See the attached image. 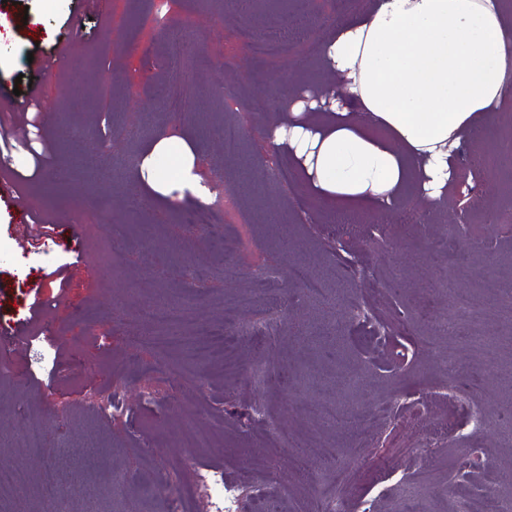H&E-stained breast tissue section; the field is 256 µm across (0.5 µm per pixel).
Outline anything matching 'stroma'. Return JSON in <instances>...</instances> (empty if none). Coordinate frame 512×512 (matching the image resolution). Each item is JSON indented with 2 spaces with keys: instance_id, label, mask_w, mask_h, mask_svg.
Wrapping results in <instances>:
<instances>
[{
  "instance_id": "stroma-1",
  "label": "stroma",
  "mask_w": 512,
  "mask_h": 512,
  "mask_svg": "<svg viewBox=\"0 0 512 512\" xmlns=\"http://www.w3.org/2000/svg\"><path fill=\"white\" fill-rule=\"evenodd\" d=\"M261 0L247 12L230 0H110L102 11L84 0H0V90L38 96L41 133L55 144L50 162L24 192L37 217L59 225L56 238L20 224L0 197V329L30 318L33 298L58 297L43 321L49 340H22L0 359V469L13 467L14 446L36 423L61 446L42 443L27 469V492L8 497L5 512H164L181 495L185 512H211L198 470L224 475L236 512H249L265 488L285 512H317L333 497L341 512H460V502L488 491L512 496V321L508 292L486 293L481 270L512 281V163L473 176L476 157L512 135V108L489 113L494 138L463 143L456 178L433 207L407 184L394 207L340 224L321 209L267 131L292 119L298 90L335 82L320 50L337 19L357 13L353 0H310L307 40L259 57L251 43L281 11ZM198 44L184 57L173 32ZM50 56L53 68L33 79L28 56ZM182 80L186 105L164 91ZM278 91L276 102L264 96ZM242 129V146L225 155L226 121ZM84 139L111 142L97 163L109 180L72 177L79 199L49 195L52 173L76 165L59 123ZM182 140L198 180L228 196L223 212L197 197L179 202L138 187L132 159L159 136ZM466 210L463 234L448 227ZM421 215L404 220L406 211ZM109 223H101L102 212ZM120 232H113V225ZM90 248L76 256L68 227ZM235 251L225 254V240ZM67 266L59 290L52 272ZM321 279L326 293L309 303L295 267ZM484 311L479 327L460 317L456 293ZM190 303V327L225 329L224 311L276 337L234 336L231 363L183 348L133 341L149 331L145 306ZM457 322L439 335L436 323ZM495 336L494 360L469 341ZM469 394L485 422L471 430L459 404ZM340 403L348 425L307 415L314 404ZM383 407L384 419L361 420ZM208 445L187 447L190 433ZM335 449L340 477L326 476ZM53 473L65 499L45 492Z\"/></svg>"
}]
</instances>
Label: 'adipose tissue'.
I'll return each mask as SVG.
<instances>
[{
	"label": "adipose tissue",
	"instance_id": "adipose-tissue-1",
	"mask_svg": "<svg viewBox=\"0 0 512 512\" xmlns=\"http://www.w3.org/2000/svg\"><path fill=\"white\" fill-rule=\"evenodd\" d=\"M322 66L348 94L316 123L295 101L273 141L292 159L316 203L343 214L395 203L408 181L433 206L463 142L486 136L480 119L512 103V27L500 0H374L337 20ZM176 174L165 177L159 160ZM193 163L175 138L160 137L137 164L136 180L167 197L196 190Z\"/></svg>",
	"mask_w": 512,
	"mask_h": 512
}]
</instances>
